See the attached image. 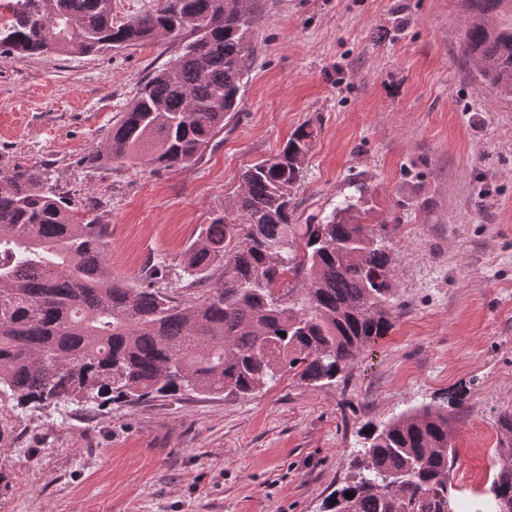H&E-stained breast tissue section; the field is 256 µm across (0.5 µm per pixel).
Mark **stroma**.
Returning a JSON list of instances; mask_svg holds the SVG:
<instances>
[{
	"instance_id": "35a3bbf8",
	"label": "stroma",
	"mask_w": 512,
	"mask_h": 512,
	"mask_svg": "<svg viewBox=\"0 0 512 512\" xmlns=\"http://www.w3.org/2000/svg\"><path fill=\"white\" fill-rule=\"evenodd\" d=\"M255 56L237 115L197 163L93 166L117 112L180 45L0 59V169L47 174L76 218L106 227L114 277L137 286L182 259L200 225L317 128L294 221L365 186L391 228V326L332 385L284 375L254 398L138 406L0 401V512H320L366 423L461 398L455 512H486L512 446V97L478 78L458 0H255Z\"/></svg>"
}]
</instances>
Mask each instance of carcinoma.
I'll use <instances>...</instances> for the list:
<instances>
[{"mask_svg":"<svg viewBox=\"0 0 512 512\" xmlns=\"http://www.w3.org/2000/svg\"><path fill=\"white\" fill-rule=\"evenodd\" d=\"M464 57L512 95V0H461ZM247 0H162L127 21L112 0H0V57L97 53L162 36L180 53L151 72L112 124L93 166L170 168L203 159L239 111L254 56ZM317 131L300 125L279 154L242 174V190L199 228L187 286L112 276L96 216L74 218L44 176L0 170V395L17 408L65 402L252 398L284 373L336 382L390 328V230L361 222L351 196L313 224L293 223L292 193ZM448 410L422 406L369 429L351 475L322 512H452L456 455ZM491 482L490 512H512V448ZM352 497H347V494Z\"/></svg>","mask_w":512,"mask_h":512,"instance_id":"carcinoma-1","label":"carcinoma"}]
</instances>
